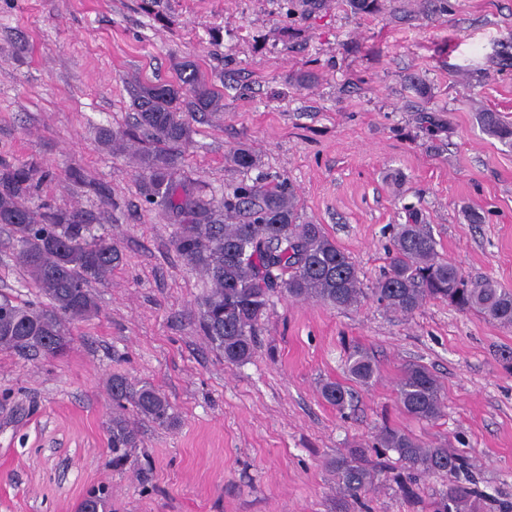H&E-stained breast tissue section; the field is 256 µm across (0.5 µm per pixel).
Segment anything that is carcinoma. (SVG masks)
Masks as SVG:
<instances>
[{"instance_id": "carcinoma-1", "label": "carcinoma", "mask_w": 512, "mask_h": 512, "mask_svg": "<svg viewBox=\"0 0 512 512\" xmlns=\"http://www.w3.org/2000/svg\"><path fill=\"white\" fill-rule=\"evenodd\" d=\"M132 105L145 143L138 152L148 175L145 200L187 215L173 246L211 282L202 302L201 328L225 362L241 364L253 356L256 326L274 288L294 299L338 309L360 303L364 289L355 264L322 225L300 222L293 191L286 184L236 187L215 200L193 194L177 179L181 147L191 139L190 119L199 112L224 109L223 98L197 66L186 65L175 84L139 87ZM482 123L488 135L512 149V124L496 112L482 113ZM32 189L29 169L0 161V224L16 235L18 262L48 300V306L35 308L0 297V349L57 356L67 347L57 344L69 335L66 324L97 313L90 285L109 278L120 253L82 212H38L27 206ZM241 212L245 221L224 223V215ZM372 292L394 312L412 314L426 300L442 299L461 311L475 310L504 328L512 327V290L490 280L467 279L456 264L439 256L426 224L399 225L389 270ZM374 373L363 352L350 356L349 374L357 382L368 383ZM111 392L120 409L112 415V463L120 466L137 445V432L121 413L125 402L160 427L173 426L176 417L168 399L151 387L134 390L115 377ZM350 396L338 382L322 387L324 400L339 410L345 409ZM397 398L403 411L419 420H435L442 412V387L420 364L404 367ZM379 444L396 451L411 473L438 472L448 478L432 512H481L473 491L457 479L464 469L458 455L399 428H384ZM331 467L343 492L356 500L378 476L361 446L337 456Z\"/></svg>"}]
</instances>
